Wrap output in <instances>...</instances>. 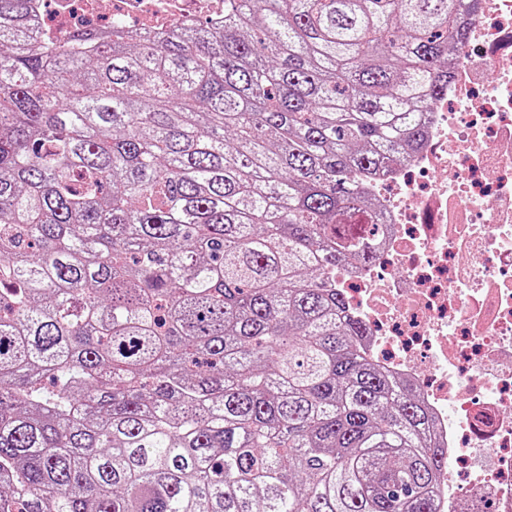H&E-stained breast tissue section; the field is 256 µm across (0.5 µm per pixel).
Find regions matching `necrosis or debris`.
I'll list each match as a JSON object with an SVG mask.
<instances>
[{
  "instance_id": "obj_1",
  "label": "necrosis or debris",
  "mask_w": 512,
  "mask_h": 512,
  "mask_svg": "<svg viewBox=\"0 0 512 512\" xmlns=\"http://www.w3.org/2000/svg\"><path fill=\"white\" fill-rule=\"evenodd\" d=\"M223 0H54L81 24L218 19ZM43 17L44 27L64 37ZM448 94L404 163L364 182L380 214L345 225L369 263L336 269L361 346L410 380L448 451L438 512H512V0H479Z\"/></svg>"
}]
</instances>
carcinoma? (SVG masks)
I'll list each match as a JSON object with an SVG mask.
<instances>
[{
	"label": "carcinoma",
	"mask_w": 512,
	"mask_h": 512,
	"mask_svg": "<svg viewBox=\"0 0 512 512\" xmlns=\"http://www.w3.org/2000/svg\"><path fill=\"white\" fill-rule=\"evenodd\" d=\"M478 0H0V512H437L448 453L339 316L340 230ZM53 3L54 15L68 17L71 26L106 17L99 24L94 23L103 31L110 29L108 20L115 15L128 18L136 26L152 23L164 27L175 18L195 23L202 18L213 20L224 15L223 0H54ZM88 6L90 10L86 12Z\"/></svg>",
	"instance_id": "1"
}]
</instances>
